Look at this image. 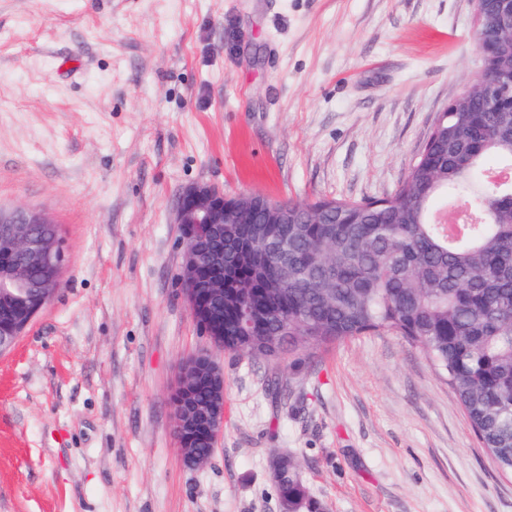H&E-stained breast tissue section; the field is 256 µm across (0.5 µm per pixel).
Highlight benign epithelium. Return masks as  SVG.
<instances>
[{"instance_id": "benign-epithelium-1", "label": "benign epithelium", "mask_w": 512, "mask_h": 512, "mask_svg": "<svg viewBox=\"0 0 512 512\" xmlns=\"http://www.w3.org/2000/svg\"><path fill=\"white\" fill-rule=\"evenodd\" d=\"M489 2L485 15L486 32L492 39L478 44L483 73H493L488 81L473 84L460 98L444 108L446 112L469 111L470 97L478 94L493 109L512 112V64L501 59L493 44L512 41V0H475ZM175 223L179 226L182 263L179 279L190 285L184 300L196 324L199 320L196 295L213 303L224 301V270L229 261L222 249L208 251L204 235L224 234L226 224H295L296 217L286 207L267 196L254 193L227 195L210 184L185 188L178 200ZM0 249L7 250L16 261L0 265V285L11 284L28 289L24 300L7 288L0 292V308L6 322L0 326V354L13 349L17 338L32 325L35 316L46 307L61 288L62 249L56 225L39 210L0 208ZM205 383L211 390L206 405L196 403L194 392ZM172 420L175 437L186 431L202 428L212 442H217L224 430V370L207 354L197 355L182 366L178 383L172 394ZM183 465L199 469L208 459L193 448L178 444Z\"/></svg>"}]
</instances>
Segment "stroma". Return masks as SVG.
Masks as SVG:
<instances>
[{
  "label": "stroma",
  "instance_id": "35a3bbf8",
  "mask_svg": "<svg viewBox=\"0 0 512 512\" xmlns=\"http://www.w3.org/2000/svg\"><path fill=\"white\" fill-rule=\"evenodd\" d=\"M473 0H0V208L59 228L62 282L0 356V512H512L422 347L366 334L213 350L178 276L181 192L393 194L482 72ZM224 369V432L183 466L181 362ZM293 392L283 402L274 378ZM291 461L292 459L288 455L278 454L271 462L275 483L280 481L283 469L288 467V476L284 477L279 484H276L282 508L284 503L288 502V506L290 505L292 508L299 506L301 512H322V504L308 494L297 468L294 464H288ZM288 506L284 511H288Z\"/></svg>",
  "mask_w": 512,
  "mask_h": 512
}]
</instances>
